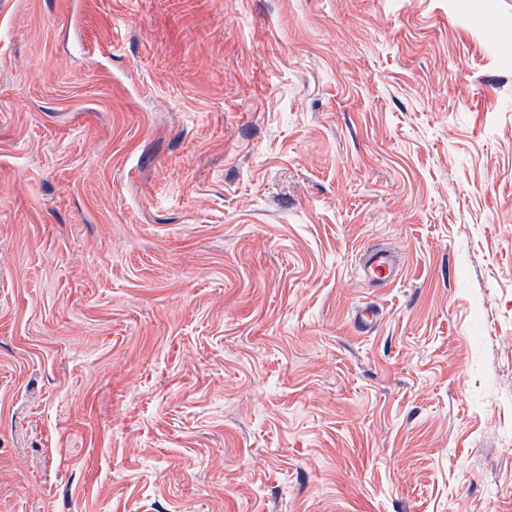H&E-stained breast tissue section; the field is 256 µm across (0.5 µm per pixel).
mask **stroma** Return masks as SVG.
Instances as JSON below:
<instances>
[{
	"label": "stroma",
	"mask_w": 512,
	"mask_h": 512,
	"mask_svg": "<svg viewBox=\"0 0 512 512\" xmlns=\"http://www.w3.org/2000/svg\"><path fill=\"white\" fill-rule=\"evenodd\" d=\"M0 512H512V0H0ZM398 274L396 251L388 247H372L362 256L358 277L361 281L374 285L392 282Z\"/></svg>",
	"instance_id": "obj_1"
}]
</instances>
